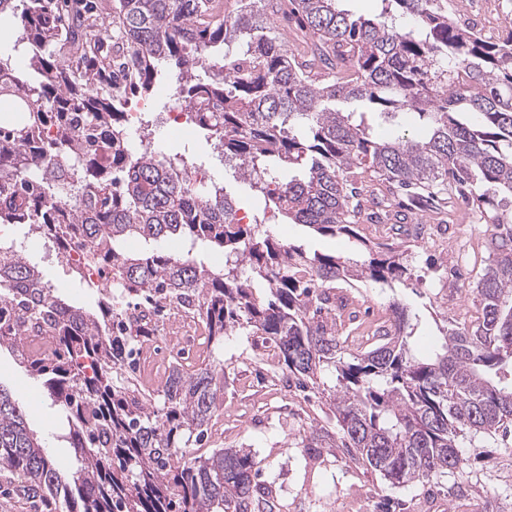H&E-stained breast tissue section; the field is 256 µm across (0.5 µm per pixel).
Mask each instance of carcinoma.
<instances>
[{"label": "carcinoma", "instance_id": "carcinoma-1", "mask_svg": "<svg viewBox=\"0 0 512 512\" xmlns=\"http://www.w3.org/2000/svg\"><path fill=\"white\" fill-rule=\"evenodd\" d=\"M266 1L239 0L228 21L213 19L222 0H117L114 42L95 0H30L19 13L16 0H0L43 77L31 86L0 66V88L35 105L0 121V224L28 226L67 261L85 247V264L111 271L132 298L197 317L211 346L237 328L262 337L299 389L334 373L342 446L392 486L460 478L459 438L512 424V28L487 41L442 0H379L371 18L341 0H293L314 40L290 52ZM218 45L216 69L202 52ZM162 70L205 144L239 162L264 209L354 239L357 257L311 254L255 215L240 223L223 186L192 187L196 152L157 158L143 131L133 149L126 106L152 97ZM351 100L363 109L330 106ZM406 113L423 133H378ZM372 178L380 203L393 188L414 204L425 191L493 225L477 317L448 320L425 354L419 312L399 299L370 349L349 347L323 317L347 306L339 290L355 281L410 286L407 252L356 231V187ZM132 240L140 249L124 251ZM164 240L182 241L184 254L157 249ZM92 289L94 310L70 304L0 240V346L44 379L80 463L64 474L27 407L0 388V473L66 512H281L250 449L196 452L224 365L174 366L151 402L134 374L151 329L120 319L105 288ZM33 324L45 326L53 356L26 348Z\"/></svg>", "mask_w": 512, "mask_h": 512}]
</instances>
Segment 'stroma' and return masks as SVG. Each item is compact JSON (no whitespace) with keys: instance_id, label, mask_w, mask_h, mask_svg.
Returning a JSON list of instances; mask_svg holds the SVG:
<instances>
[{"instance_id":"35a3bbf8","label":"stroma","mask_w":512,"mask_h":512,"mask_svg":"<svg viewBox=\"0 0 512 512\" xmlns=\"http://www.w3.org/2000/svg\"><path fill=\"white\" fill-rule=\"evenodd\" d=\"M174 84L162 78L151 101L131 98L129 109L146 112L151 121L152 142L162 149L182 144V137L168 133L162 126V102L173 94ZM210 175L218 178L227 194L244 210L256 205L248 185L234 163L221 155L210 154L205 164ZM410 220H429L451 225L455 237L468 239L469 252L458 257L451 244H434L404 236H393L389 245L406 250L410 256L411 288L391 291L390 288L367 281L359 283L355 295L360 309L385 311L393 298L420 308L424 325L416 340L420 351H427L437 342V323L451 313L440 302L447 290H456L468 306H475V285L480 263L486 255L485 241L490 228L473 224L465 211L454 203H442L439 209L426 213H410ZM272 232L303 246L306 251L348 253L353 243L344 236H322L299 224L276 219ZM46 280L70 291L72 300L91 308L94 296L71 283L66 263L57 259L52 249L34 255ZM260 338L247 330L230 332L224 338V398L211 422L207 442L211 448H248L264 459L260 481L271 486L288 512H357L364 498L380 500L383 496L398 499L403 512H478L480 503H492L498 512H512V429L493 436L463 438L459 442L464 463L462 478L451 476L424 484L391 487L383 477L365 465L346 462L341 445L307 450L303 446L311 432L325 428L337 431V415L320 393L305 394L294 390L281 394L278 379L280 367L268 364L263 357ZM0 387L15 393L26 404L30 426L46 437L54 458L64 469L76 470L78 464L70 448L60 441V413L44 394L43 381L21 364L9 347L0 348ZM268 416L267 430L254 429L253 417Z\"/></svg>"}]
</instances>
